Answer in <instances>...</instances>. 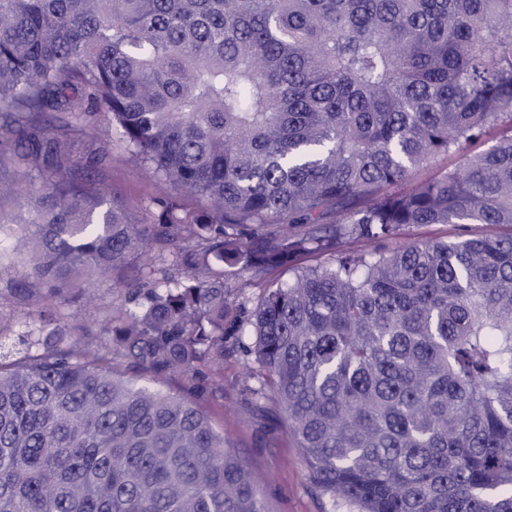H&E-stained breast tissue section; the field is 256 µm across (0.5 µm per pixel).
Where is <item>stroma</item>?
<instances>
[{"instance_id":"35a3bbf8","label":"stroma","mask_w":512,"mask_h":512,"mask_svg":"<svg viewBox=\"0 0 512 512\" xmlns=\"http://www.w3.org/2000/svg\"><path fill=\"white\" fill-rule=\"evenodd\" d=\"M100 179L136 212L150 199L172 191L170 185L150 178L135 165L117 138L112 141V162ZM95 289L99 301L73 296L69 304L56 311L57 325L68 328L77 323L100 322L106 302L119 305L124 301L123 291L113 287L110 278L98 280ZM254 341L248 329L225 337L223 394H215L207 377H176L169 380L167 390L191 400L229 438L261 493L266 512H343L311 487L305 455L289 437L279 406L271 400L257 402L254 390L258 383L253 375L261 367Z\"/></svg>"}]
</instances>
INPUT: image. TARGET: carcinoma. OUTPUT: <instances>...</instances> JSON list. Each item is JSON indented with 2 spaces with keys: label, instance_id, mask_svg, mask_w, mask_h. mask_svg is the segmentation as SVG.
Returning <instances> with one entry per match:
<instances>
[{
  "label": "carcinoma",
  "instance_id": "obj_1",
  "mask_svg": "<svg viewBox=\"0 0 512 512\" xmlns=\"http://www.w3.org/2000/svg\"><path fill=\"white\" fill-rule=\"evenodd\" d=\"M114 131L175 189L146 221L94 179ZM440 157L459 162L410 183ZM15 224L0 280L49 313L0 353V512H265L164 388L222 369L234 268L292 272L246 321L256 394L316 490L350 512H512V0H0ZM422 224L509 232L351 249ZM133 260L134 308L60 345L57 307Z\"/></svg>",
  "mask_w": 512,
  "mask_h": 512
}]
</instances>
